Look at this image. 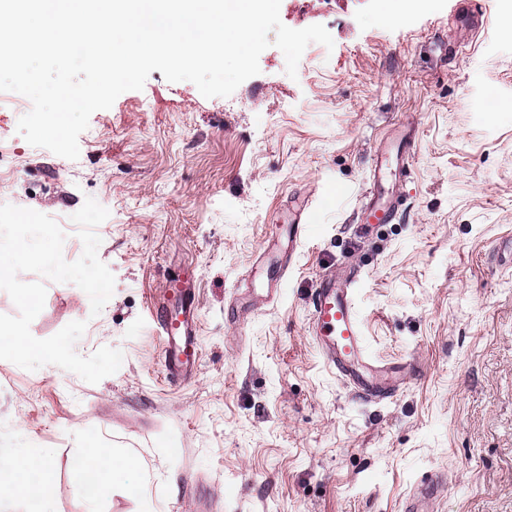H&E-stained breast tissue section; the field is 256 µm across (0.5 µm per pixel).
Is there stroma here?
<instances>
[{
  "label": "stroma",
  "instance_id": "1",
  "mask_svg": "<svg viewBox=\"0 0 512 512\" xmlns=\"http://www.w3.org/2000/svg\"><path fill=\"white\" fill-rule=\"evenodd\" d=\"M281 0L284 25H324L296 77L268 47L227 97L152 71L94 112L69 160L28 144L21 111H0V204L34 209L83 251L70 217L86 197L115 277L102 312L47 281L34 337L86 321L75 350L122 351L90 384L55 365L0 360V435L49 460L47 496L8 512H89L84 475L111 471L99 512H403L431 475L424 512H512V0ZM501 99L483 111L486 90ZM416 129L397 215L361 206L378 149ZM306 207L311 232L289 244ZM196 274L200 360L169 380L151 307L166 281ZM354 275L366 345L414 372L391 398L356 395L309 332L320 275Z\"/></svg>",
  "mask_w": 512,
  "mask_h": 512
}]
</instances>
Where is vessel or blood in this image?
<instances>
[{
    "instance_id": "obj_1",
    "label": "vessel or blood",
    "mask_w": 512,
    "mask_h": 512,
    "mask_svg": "<svg viewBox=\"0 0 512 512\" xmlns=\"http://www.w3.org/2000/svg\"><path fill=\"white\" fill-rule=\"evenodd\" d=\"M410 128H403L397 146L378 150L364 210L374 223H388L395 206L388 195V183L406 175L411 146ZM155 332L163 341V361L170 379L189 375L199 362L197 305L190 280L167 282L161 302L153 313ZM311 333L328 364L363 397L387 398L400 378L368 351L359 320L354 293L335 277L317 279L312 297Z\"/></svg>"
}]
</instances>
